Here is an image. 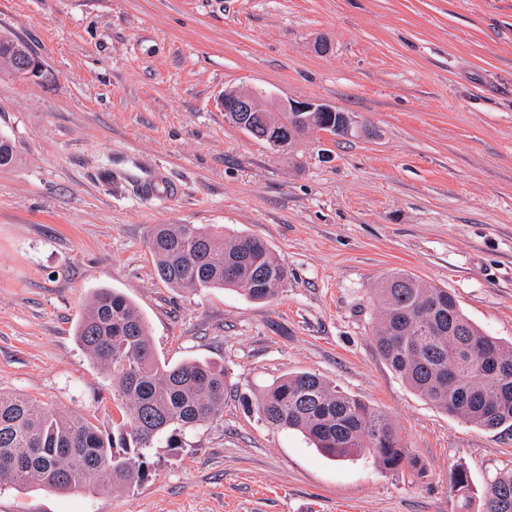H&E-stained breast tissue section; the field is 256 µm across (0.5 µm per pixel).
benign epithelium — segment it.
I'll return each mask as SVG.
<instances>
[{
  "instance_id": "benign-epithelium-1",
  "label": "benign epithelium",
  "mask_w": 512,
  "mask_h": 512,
  "mask_svg": "<svg viewBox=\"0 0 512 512\" xmlns=\"http://www.w3.org/2000/svg\"><path fill=\"white\" fill-rule=\"evenodd\" d=\"M13 71L29 81H40L45 72V66L40 59L28 53L17 55L12 60ZM219 105L224 114L235 119L238 126L248 130L252 114L255 112H291L295 124L288 129L279 130V124H270L276 132L268 137V144L273 150H285L289 144L295 143L307 130L318 127L317 118L321 115L332 116V121L324 126V131L334 136L340 132L350 136L357 126L356 117L336 109L335 106L312 100H285L272 108L268 104L267 95L253 88L229 90L219 99Z\"/></svg>"
}]
</instances>
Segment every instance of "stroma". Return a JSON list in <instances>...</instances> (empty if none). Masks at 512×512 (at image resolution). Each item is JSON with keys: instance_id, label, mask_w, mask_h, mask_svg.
<instances>
[{"instance_id": "stroma-1", "label": "stroma", "mask_w": 512, "mask_h": 512, "mask_svg": "<svg viewBox=\"0 0 512 512\" xmlns=\"http://www.w3.org/2000/svg\"><path fill=\"white\" fill-rule=\"evenodd\" d=\"M0 32L50 72L0 70V391L111 431L112 387L76 340L99 288L145 316L156 353L227 377L222 420L148 455L149 477L88 495L0 488V512H461L512 471V430L436 408L370 335L390 271L448 289L512 342V0H0ZM320 100L360 135L308 131L274 153L224 118L225 89ZM177 185L167 198L150 181ZM157 224L267 242L288 268L255 302L157 276ZM288 371L385 414L419 478L322 457L252 404Z\"/></svg>"}]
</instances>
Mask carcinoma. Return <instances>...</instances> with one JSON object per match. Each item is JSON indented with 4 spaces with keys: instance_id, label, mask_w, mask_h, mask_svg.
<instances>
[{
    "instance_id": "cac0c4a2",
    "label": "carcinoma",
    "mask_w": 512,
    "mask_h": 512,
    "mask_svg": "<svg viewBox=\"0 0 512 512\" xmlns=\"http://www.w3.org/2000/svg\"><path fill=\"white\" fill-rule=\"evenodd\" d=\"M12 140L0 135V167L14 163ZM148 249L159 278L177 291H241L252 301L274 297L288 270L255 236L218 233L198 224H156ZM372 338L389 367L442 411L489 430H512V344L484 334L446 288L395 270L376 288ZM77 341L112 384L122 423L104 433L86 419L50 410L20 393L0 392V487L95 493L101 484L130 488L148 476L147 456L161 440L221 420L224 368L155 353L147 320L124 294L99 288L75 328ZM493 355L502 378L484 363ZM269 425L305 435L335 459L369 456L382 468L420 477L393 422L322 377L286 372L256 402ZM455 492L469 504L467 471L455 470ZM482 512H512V472L481 493Z\"/></svg>"
}]
</instances>
